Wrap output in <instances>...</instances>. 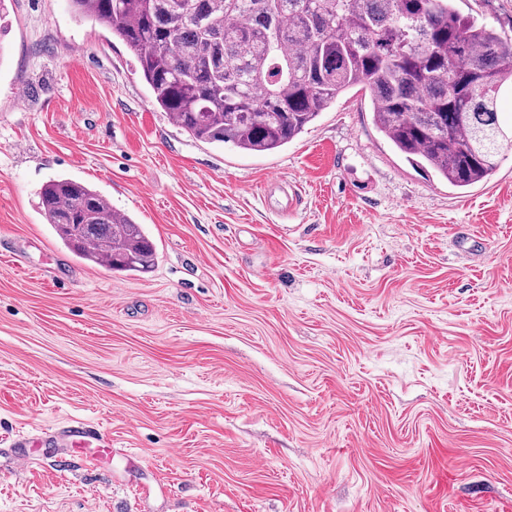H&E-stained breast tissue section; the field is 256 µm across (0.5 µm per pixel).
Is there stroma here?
<instances>
[{
  "label": "stroma",
  "instance_id": "stroma-1",
  "mask_svg": "<svg viewBox=\"0 0 512 512\" xmlns=\"http://www.w3.org/2000/svg\"><path fill=\"white\" fill-rule=\"evenodd\" d=\"M457 3L512 37V0ZM8 7L0 512H502L512 145L452 188L352 91L275 154L203 143L68 0ZM55 178L142 224L152 271L59 242L38 205ZM74 420L111 435L103 471L45 447Z\"/></svg>",
  "mask_w": 512,
  "mask_h": 512
}]
</instances>
